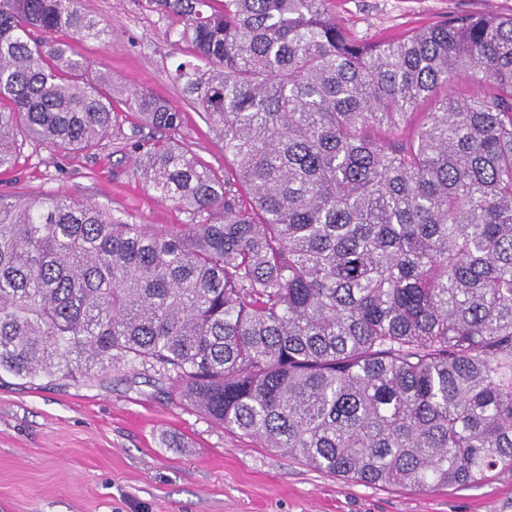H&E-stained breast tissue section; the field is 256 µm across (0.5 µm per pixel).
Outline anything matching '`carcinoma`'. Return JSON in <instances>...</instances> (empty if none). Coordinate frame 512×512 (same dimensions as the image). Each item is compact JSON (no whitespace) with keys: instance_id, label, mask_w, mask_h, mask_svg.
<instances>
[{"instance_id":"carcinoma-1","label":"carcinoma","mask_w":512,"mask_h":512,"mask_svg":"<svg viewBox=\"0 0 512 512\" xmlns=\"http://www.w3.org/2000/svg\"><path fill=\"white\" fill-rule=\"evenodd\" d=\"M153 2L232 170L142 147L134 174L187 214L172 228L0 194V376L149 368L225 430L370 485L512 469V15L371 42L328 0ZM55 31L104 34L79 0H0V169L21 139L91 150L118 123ZM463 77L486 89L448 93Z\"/></svg>"}]
</instances>
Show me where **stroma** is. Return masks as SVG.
<instances>
[{"instance_id":"1","label":"stroma","mask_w":512,"mask_h":512,"mask_svg":"<svg viewBox=\"0 0 512 512\" xmlns=\"http://www.w3.org/2000/svg\"><path fill=\"white\" fill-rule=\"evenodd\" d=\"M356 36L376 40L451 15L512 14V0H330ZM107 35L54 33L112 77L119 126L88 152L27 142L0 193L27 200L63 193L108 204L133 224L186 223L133 173L138 143L159 136L125 103L148 90L183 114L176 132L215 170L224 144L169 73L188 59L169 17L146 0H80ZM171 381L118 364L107 382L0 377V512H512V471L465 488L414 491L333 477L224 431L172 396Z\"/></svg>"}]
</instances>
